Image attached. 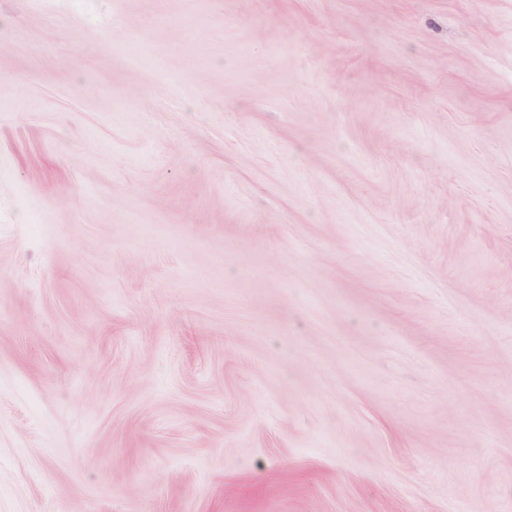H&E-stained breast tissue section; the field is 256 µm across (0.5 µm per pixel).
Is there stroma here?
<instances>
[{
    "label": "stroma",
    "instance_id": "35a3bbf8",
    "mask_svg": "<svg viewBox=\"0 0 512 512\" xmlns=\"http://www.w3.org/2000/svg\"><path fill=\"white\" fill-rule=\"evenodd\" d=\"M0 512H512V0H0Z\"/></svg>",
    "mask_w": 512,
    "mask_h": 512
}]
</instances>
